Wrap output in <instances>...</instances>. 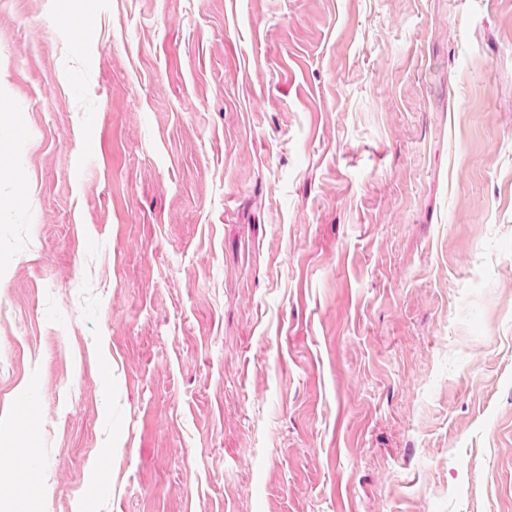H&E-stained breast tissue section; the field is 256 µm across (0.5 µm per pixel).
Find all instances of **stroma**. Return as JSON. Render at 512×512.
Here are the masks:
<instances>
[{"label":"stroma","instance_id":"stroma-1","mask_svg":"<svg viewBox=\"0 0 512 512\" xmlns=\"http://www.w3.org/2000/svg\"><path fill=\"white\" fill-rule=\"evenodd\" d=\"M0 430V512H512V0H0Z\"/></svg>","mask_w":512,"mask_h":512}]
</instances>
